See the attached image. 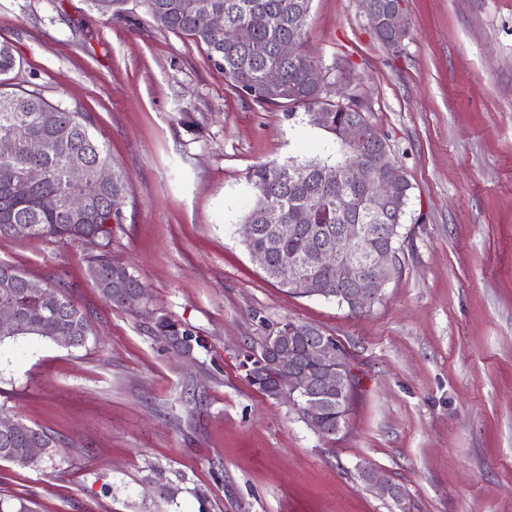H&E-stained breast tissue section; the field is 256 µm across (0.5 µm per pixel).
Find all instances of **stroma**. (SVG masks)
I'll return each instance as SVG.
<instances>
[{
  "instance_id": "35a3bbf8",
  "label": "stroma",
  "mask_w": 512,
  "mask_h": 512,
  "mask_svg": "<svg viewBox=\"0 0 512 512\" xmlns=\"http://www.w3.org/2000/svg\"><path fill=\"white\" fill-rule=\"evenodd\" d=\"M400 52L362 0H313L305 49L349 92L412 186L400 262L370 312L289 293L243 243L255 166L333 153L311 113L240 97L205 45L142 0H0L17 87L92 115L128 180L114 261L142 302L112 307L92 245L0 237V263L85 313V346L0 343V414L52 436L36 468L0 463V499L32 512H512V0H404ZM167 315L192 356L153 334ZM284 319L346 349L358 384L339 434L312 430L241 365ZM174 491L167 498L160 484ZM360 475L365 482L372 484L382 497L394 500L400 511H410L406 503V496H404L402 489L397 484L369 468L362 469Z\"/></svg>"
}]
</instances>
